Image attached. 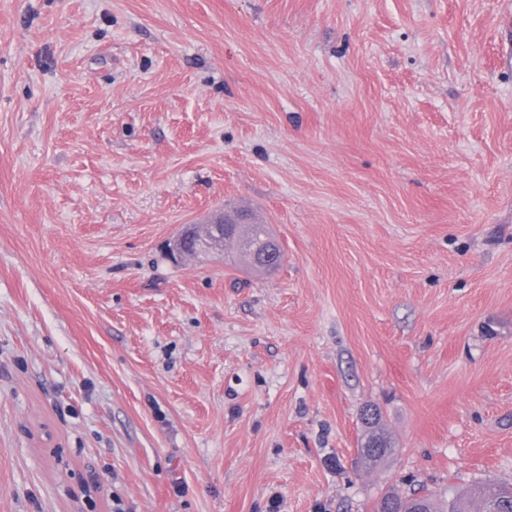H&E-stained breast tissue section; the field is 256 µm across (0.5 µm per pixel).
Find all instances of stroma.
<instances>
[{
  "instance_id": "obj_1",
  "label": "stroma",
  "mask_w": 512,
  "mask_h": 512,
  "mask_svg": "<svg viewBox=\"0 0 512 512\" xmlns=\"http://www.w3.org/2000/svg\"><path fill=\"white\" fill-rule=\"evenodd\" d=\"M220 208L282 266L168 257ZM487 479L512 486V0H0V512ZM364 425L362 442L366 443L367 446L365 448L362 447V449H367L369 446L374 444L376 445V448H382L380 453L373 452L364 458L365 468L370 469L387 459L392 454V452H388L387 449L393 448L394 445L391 438L380 428L379 412L376 413L375 420L373 422L364 423Z\"/></svg>"
}]
</instances>
